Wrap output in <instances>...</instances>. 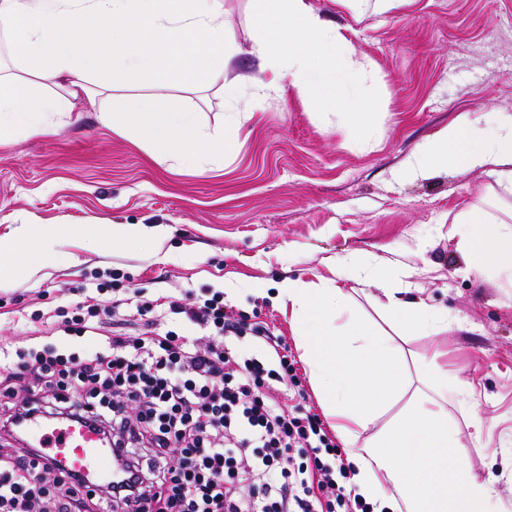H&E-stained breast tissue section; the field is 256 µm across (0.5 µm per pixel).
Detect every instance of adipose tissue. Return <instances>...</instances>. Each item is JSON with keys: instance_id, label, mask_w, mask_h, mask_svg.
<instances>
[{"instance_id": "adipose-tissue-1", "label": "adipose tissue", "mask_w": 512, "mask_h": 512, "mask_svg": "<svg viewBox=\"0 0 512 512\" xmlns=\"http://www.w3.org/2000/svg\"><path fill=\"white\" fill-rule=\"evenodd\" d=\"M251 2L266 31L253 53L265 62L285 60L312 110L338 96L352 124L372 127L374 110L348 92L353 74L342 60L351 45L340 28L307 0ZM0 28L19 30L12 53L21 64L20 72H0V144L47 132L84 96L101 99L102 123L123 119L152 152L172 156L179 166L202 172L232 150L222 129L209 128L199 113L176 108L167 96L101 98L91 87L102 65L113 61L121 85L151 73L162 83L216 87L233 98L234 83L208 53L229 46L216 0H0ZM459 168H488L498 182L512 185V116L489 112L477 127L460 114L408 159L403 174ZM493 221L479 204L450 216L477 266L490 264L512 277V226L487 231ZM397 269L387 263L374 270L387 297L377 305L378 322L341 287L360 274L352 259L336 260L331 277L288 278L277 290L321 407L349 449L355 492L373 512H497L489 480L461 464L464 445L448 403L462 401L465 388L449 378L440 350L421 360L423 390L411 388L399 339L447 332L448 313L421 300L400 301ZM399 401L404 407L387 427L360 441L361 430Z\"/></svg>"}]
</instances>
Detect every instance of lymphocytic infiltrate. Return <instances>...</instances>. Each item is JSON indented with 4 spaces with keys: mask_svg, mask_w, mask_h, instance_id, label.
Returning a JSON list of instances; mask_svg holds the SVG:
<instances>
[{
    "mask_svg": "<svg viewBox=\"0 0 512 512\" xmlns=\"http://www.w3.org/2000/svg\"><path fill=\"white\" fill-rule=\"evenodd\" d=\"M112 308L149 310L133 293ZM247 340L264 355L241 353ZM20 382L33 393L19 402ZM283 391L305 396L280 339L230 320L219 291L192 305L165 298L143 331H113L81 356L16 352L0 362V512H373L347 493L351 473L318 415L283 405ZM36 413L99 429L120 450L122 480L89 486L25 447Z\"/></svg>",
    "mask_w": 512,
    "mask_h": 512,
    "instance_id": "lymphocytic-infiltrate-1",
    "label": "lymphocytic infiltrate"
}]
</instances>
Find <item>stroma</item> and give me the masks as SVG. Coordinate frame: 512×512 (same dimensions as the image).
<instances>
[{"instance_id":"1","label":"stroma","mask_w":512,"mask_h":512,"mask_svg":"<svg viewBox=\"0 0 512 512\" xmlns=\"http://www.w3.org/2000/svg\"><path fill=\"white\" fill-rule=\"evenodd\" d=\"M341 27L353 52L373 129L341 111L310 110L288 74L262 69L248 0H219L236 45L224 64L234 101L151 82L120 87L138 98L162 93L223 128L233 152L204 173L173 167L134 132L95 122L88 103L69 124L0 146V240L25 243L23 224H79L55 251L32 249L29 271L0 288V344L26 347L40 318L96 296V280L149 301L191 303L231 286V317L267 327L298 357L306 409L321 413L290 316L267 294L284 278L329 275L336 259L404 264L408 299L447 310L440 336H409L413 355L446 351L449 374L469 391L448 411L465 446L463 465L492 478L500 512H512V279L474 272L448 222L479 200L511 204L484 169L433 170L401 179L419 146L460 113L482 124L512 114V0H367L362 13L308 0ZM239 113L242 124L227 123ZM100 224H142L153 234L123 243L98 239ZM69 254L61 263L58 253Z\"/></svg>"}]
</instances>
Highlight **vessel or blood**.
I'll return each instance as SVG.
<instances>
[{
    "mask_svg": "<svg viewBox=\"0 0 512 512\" xmlns=\"http://www.w3.org/2000/svg\"><path fill=\"white\" fill-rule=\"evenodd\" d=\"M26 432L37 437L50 461L64 471L86 476L94 472L102 479L112 477L115 452L88 427L71 425L48 432L39 421L33 420L28 423Z\"/></svg>",
    "mask_w": 512,
    "mask_h": 512,
    "instance_id": "b4317fda",
    "label": "vessel or blood"
}]
</instances>
